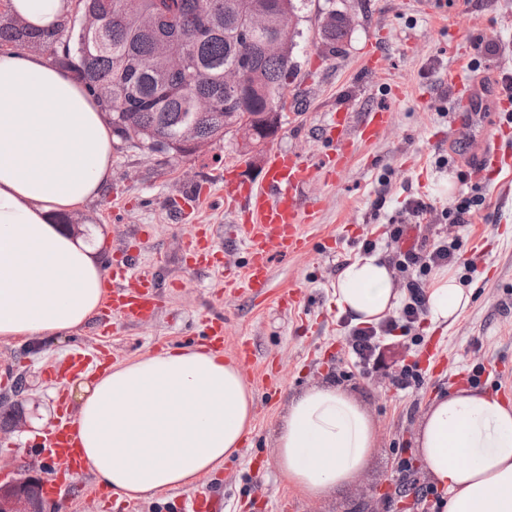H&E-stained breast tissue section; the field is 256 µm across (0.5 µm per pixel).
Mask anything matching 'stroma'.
I'll return each mask as SVG.
<instances>
[{
  "instance_id": "1",
  "label": "stroma",
  "mask_w": 512,
  "mask_h": 512,
  "mask_svg": "<svg viewBox=\"0 0 512 512\" xmlns=\"http://www.w3.org/2000/svg\"><path fill=\"white\" fill-rule=\"evenodd\" d=\"M354 12L357 23L336 46L333 56L319 55L320 32L329 7ZM292 26L299 32L296 68L284 89L279 129L265 144L243 154L238 134L209 147L204 154L175 160L131 147L112 152V181L101 196L74 216L79 226H93L106 238L109 264L122 262L127 251L138 254V267L155 274L162 302L147 321L115 323L100 329L91 322L79 333L43 344L0 341V422L26 419L11 433L0 452L18 460L38 458L39 437L29 418L37 404L47 418L60 405L76 407L69 388L52 375L54 362L83 346L100 351L108 364L146 352L202 343L211 320H225V357H233L239 337L251 339L256 361L247 381L255 395L253 430L239 458L226 462L199 486L220 497L224 512H399L396 503H374L371 492H389L400 458L416 457V436L436 392L461 387L462 377L477 376V388L498 393L504 367L512 368V138L503 141L509 161L493 177L467 179L481 152L487 125L512 127V100L497 80L512 70V0H433L432 11L420 0H306ZM497 46V55L474 48L476 38ZM381 51L384 71H368L369 54ZM469 71L474 86H488L481 112L457 120L450 93L456 71ZM347 106L360 114L387 107L392 123L377 141L360 145L337 184L319 181L308 193L322 198L324 210L312 229L306 252L273 260L267 300H252L224 290L217 273L191 266L190 244L199 225H207L223 243L232 217L224 210V172L242 157L251 164L247 177L260 181L259 163L276 147L320 161L332 152L322 130L329 113ZM200 198L193 223H184L173 208L181 194ZM479 195L483 203L470 224L449 223V201ZM421 199L433 207L417 231L428 242L460 241L461 260L449 273L474 288L469 307L443 329L421 318L410 330L422 342L437 339L434 358L440 375H425L422 384L396 390L387 379L352 364L345 344L347 317L339 315L333 287L341 267L374 242L384 259L398 249L389 237L392 222L411 223L408 203ZM300 288L299 309L278 304L284 289ZM285 370L276 392L262 388L270 366ZM24 378L27 388L14 394ZM331 381L352 393L376 424L375 453L347 486L321 498L299 496L280 475L273 426L289 398L301 390ZM174 496L152 501H120L80 496L51 501L47 512H176Z\"/></svg>"
}]
</instances>
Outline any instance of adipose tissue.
<instances>
[{"label": "adipose tissue", "instance_id": "adipose-tissue-1", "mask_svg": "<svg viewBox=\"0 0 512 512\" xmlns=\"http://www.w3.org/2000/svg\"><path fill=\"white\" fill-rule=\"evenodd\" d=\"M39 29L71 20L72 0H9ZM115 136L97 100L37 52H0V341L79 331L105 299L106 255L64 217L112 180ZM340 314L372 324L402 294L380 254L346 263L333 291ZM472 291L439 270L423 302L432 325L452 324ZM73 423L82 469L121 500L192 488L238 456L254 420L242 367L206 347L147 352L80 380ZM363 405L333 383L293 395L273 431L277 466L300 495L350 484L376 448ZM442 512H512V404L460 387L437 394L416 438Z\"/></svg>", "mask_w": 512, "mask_h": 512}]
</instances>
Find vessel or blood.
<instances>
[{
  "instance_id": "1",
  "label": "vessel or blood",
  "mask_w": 512,
  "mask_h": 512,
  "mask_svg": "<svg viewBox=\"0 0 512 512\" xmlns=\"http://www.w3.org/2000/svg\"><path fill=\"white\" fill-rule=\"evenodd\" d=\"M391 122L388 109L377 108L362 113L358 123H351L345 109L332 113L325 135L336 150L320 163L270 149L264 155L260 182H252L243 167L224 174V200L234 212V236L244 243L248 260L242 270L225 272L224 285L232 293L258 296L265 294L270 263L276 257H288L307 250L308 232L317 226L323 203L305 196L304 190L323 180L337 182L347 170V160L357 144L378 140ZM219 246L209 238L196 242L193 253L197 266L222 270ZM109 291L105 307L116 320L135 323L148 320L160 305V289L155 277L139 272L134 261L126 260L108 276ZM39 453L52 461L47 498L60 501L75 495L72 477L81 467L80 449L70 418H62L54 433L39 445ZM180 512H218L214 496L199 492L183 494Z\"/></svg>"
}]
</instances>
